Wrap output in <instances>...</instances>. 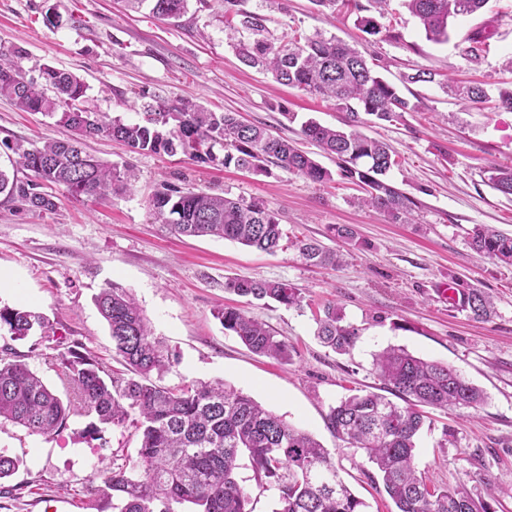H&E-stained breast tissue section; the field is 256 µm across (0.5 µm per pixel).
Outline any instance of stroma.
<instances>
[{"instance_id": "35a3bbf8", "label": "stroma", "mask_w": 512, "mask_h": 512, "mask_svg": "<svg viewBox=\"0 0 512 512\" xmlns=\"http://www.w3.org/2000/svg\"><path fill=\"white\" fill-rule=\"evenodd\" d=\"M391 6L395 35L383 40L365 36L344 8L323 13L312 0L245 3L267 17L273 35L319 30L361 43L379 72L400 84L415 111L397 122L363 124L360 131L390 145L397 164L388 178L417 202L414 223L396 224L360 206L363 189L339 175L326 185L278 168L264 176L200 165L180 153H132L98 136L88 139V151L133 174L132 191L76 198L60 187L50 211L0 197V273L13 278L0 288V303L43 313L55 323L54 337L36 335L15 347L60 393L64 386L50 364L59 342L79 341L102 367L121 371L93 301L107 284L121 285L169 352L162 385L221 380L252 396L331 449L367 512H394L395 506L362 474L365 455L345 448L328 430L330 407L350 394L380 392L373 356L386 347L449 365L482 388L487 400L476 409L429 410L417 469L431 486L493 491L495 512H512V266L469 244L478 224L512 233V197L487 181L491 167L512 165V112L488 103L463 109L439 83L400 82L403 73L420 67L484 85L493 94L512 86V70L505 67L512 59V0H489L482 12L454 20L452 37L442 45L426 40L399 0ZM223 11V0H190L182 22L172 25L145 11H125L120 0H0V50L22 49L25 78L38 77L45 64L79 77L89 111L132 122L138 115L126 101L135 93L188 99L296 141L335 171V159L321 157L303 140L301 127L313 118L341 128L345 113L241 64L232 48L234 33L217 20ZM481 27L494 35L474 60L467 37ZM69 135L56 118L21 111L11 97L0 96L1 170L11 171L16 142L39 146ZM166 183L261 199L290 238L341 250L344 262L312 267L288 247L268 255L224 239L172 235L148 208ZM336 224L353 225L355 242L334 238L330 228ZM228 277L287 283L300 289L303 303L288 308L226 293ZM469 286L492 296L489 319H473L449 298V289ZM329 302L360 330L350 353H334L314 335L315 317ZM222 304L265 323L287 344L290 362L254 354L225 331L213 316ZM87 422L74 417L50 440L0 423V452L21 460L0 482L21 492L0 497V512H112L89 496L88 480L112 453L134 455L137 437L132 427H114L103 442L90 441L80 435Z\"/></svg>"}]
</instances>
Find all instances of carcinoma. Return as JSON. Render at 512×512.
Masks as SVG:
<instances>
[{"label":"carcinoma","mask_w":512,"mask_h":512,"mask_svg":"<svg viewBox=\"0 0 512 512\" xmlns=\"http://www.w3.org/2000/svg\"><path fill=\"white\" fill-rule=\"evenodd\" d=\"M127 6L160 20L179 22L188 0H125ZM361 16L357 21L370 36L392 38L376 17L362 15L374 8L384 16L389 0H348ZM488 0H401V6L421 25L435 44L450 40V20L472 15ZM241 0H224V26L239 34L233 47L248 67H259L283 86L320 96L348 115L349 129L310 120L302 126L304 138L327 157L336 159L341 176L365 191L360 203L386 214L393 222L410 224L416 202L387 179L396 164L389 146L357 130L369 116L393 122L415 110L395 85L371 67L358 48L321 32L304 35L293 30L268 38L267 17L240 8ZM493 32L473 34L471 56L487 46ZM22 50L0 52V95L15 100L24 112L58 117L73 135L40 147L17 143L14 172L29 171L23 179L0 170V195L21 206L50 210L52 196L44 186H63L74 197H96L109 191L130 190L131 176L121 174L84 149L85 140L106 135L130 151L174 155L195 163L233 165L269 175L271 167L315 183L333 180V173L294 142L275 137L264 127L241 121L232 112H215L203 105L141 95L140 120L90 112L81 106L86 85L76 76L51 66L40 68L39 80L22 75ZM436 73L418 68L402 83H431ZM448 91L467 103L488 99L480 85L447 84ZM489 183L512 196V166L491 169ZM155 220L177 236L216 237L273 254L283 248L284 232L277 214L264 202L234 199L204 191L168 185L149 200ZM310 265H339L343 254L312 240L288 241ZM478 253L512 264V235L479 224L470 233ZM224 290L256 300L270 299L288 308L301 305L299 289L265 279L227 278ZM108 324L112 348L125 372L105 370L83 344L72 341L53 357V365L72 397L64 400L34 372L25 355L12 343L35 334H55L44 315L0 305V420L46 438L59 435L71 416H94L81 430L85 439L102 438L108 427L132 424L139 433L136 458L112 456L89 480L87 491L112 500L113 512H255V499L237 480L242 457H247L259 494L273 496V512H367L366 503L340 479L331 453L311 435L287 423L251 396L222 382H191L177 388L160 386L152 376L162 375L170 361L154 336L148 319L122 286L111 283L94 298ZM459 305L476 320L494 312L489 295L478 288L459 292ZM257 355L289 361L288 346L264 323L233 307L213 312ZM317 337L330 350L345 354L354 346L359 328L344 322L336 305L324 306L317 317ZM375 372L394 402L377 393L353 394L329 408L327 428L350 448L364 451L381 479L396 512H495L485 498L465 487H430L415 466L416 439L424 425L420 407L477 408L486 402L478 387L454 368L416 357L406 349L388 347L374 355Z\"/></svg>","instance_id":"carcinoma-1"}]
</instances>
